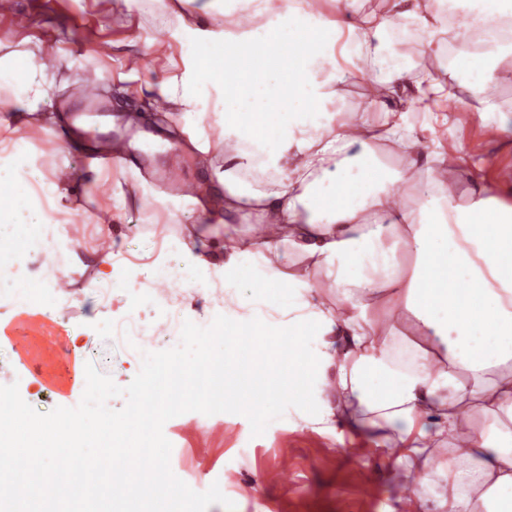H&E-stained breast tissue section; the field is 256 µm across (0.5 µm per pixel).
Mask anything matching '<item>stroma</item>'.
Returning <instances> with one entry per match:
<instances>
[{"mask_svg": "<svg viewBox=\"0 0 512 512\" xmlns=\"http://www.w3.org/2000/svg\"><path fill=\"white\" fill-rule=\"evenodd\" d=\"M11 2L27 14L28 25L16 28L10 16L0 14V46L9 52L40 41L48 57L64 60L58 77L66 86L55 90V101L72 113L82 112L67 85L90 66L103 76L109 114L144 111L138 90L168 69L173 53L172 33L159 17L129 15L123 0ZM153 43L162 45V53L150 51ZM469 98L466 80H459L457 89L439 102L438 112L448 121L434 124L429 142L433 149L460 150L458 191L464 198L476 180L512 172V138L490 137L477 115L461 109ZM174 231L162 202L152 198L137 203L126 223L113 227L133 251L146 236L159 240ZM74 289L54 320L34 322L27 330L24 356L10 358L13 380L38 394L35 408L41 413L58 407L57 390L68 380L63 369L68 331L86 332L93 349L106 356L96 369L122 385L130 364L163 346L165 329L181 328L179 310L160 322L143 313L131 318L119 312L110 291L95 283L91 273L76 275ZM164 434L172 444V469L188 482L223 485L236 512H404L391 481L395 455L356 433L340 438L334 431L315 432L281 417L255 436L244 416L208 418L188 412L167 421Z\"/></svg>", "mask_w": 512, "mask_h": 512, "instance_id": "obj_1", "label": "stroma"}]
</instances>
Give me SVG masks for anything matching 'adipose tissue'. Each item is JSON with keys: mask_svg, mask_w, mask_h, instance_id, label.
Returning <instances> with one entry per match:
<instances>
[{"mask_svg": "<svg viewBox=\"0 0 512 512\" xmlns=\"http://www.w3.org/2000/svg\"><path fill=\"white\" fill-rule=\"evenodd\" d=\"M331 2L324 15L312 0H124L176 16L180 65L159 83L153 121L176 160H191L209 178L172 197L173 236L132 252L102 227L90 263L75 256L68 269L94 268L131 311L150 296L178 300L186 325L172 345L182 353L208 350L216 320L229 338L291 339L306 329L308 343L277 361L265 419L334 422L401 449L402 471L418 482L415 512H476L479 501L486 512H512V375L489 372L512 359V205L500 200L512 182L481 185L459 202L458 154L429 149L425 129L410 121L443 81L414 82L392 50L414 39L444 58L451 36L477 31L512 54V30L501 24L512 0H439L435 10L425 0H388L380 15L362 12L359 0ZM220 15L234 17L235 30L217 24ZM259 17L260 32L251 27ZM340 52L381 71L374 102L398 103L382 124L335 111ZM23 57L20 68L0 57V197L11 200L12 218L38 225L39 245L67 244L62 229L74 221L76 191L58 172L83 141L76 132L61 141L47 173L30 155L26 132H54L64 117L53 107L55 76L43 48ZM455 65L471 82V110L495 112L489 133L512 134V112L491 110L485 95L493 59L464 55ZM278 97L287 111H271ZM380 141L396 145L405 166L373 157ZM110 162L122 169L127 159L90 158L82 191L121 224L149 182L135 172L124 187L106 174ZM420 182L427 189L418 206L402 205L400 186ZM185 210L193 223H180ZM402 249L414 256L405 268L396 261ZM326 280L336 305L324 298ZM200 297L201 318L192 309ZM460 368L470 383L457 378ZM347 398L356 409L346 415ZM477 404L491 425L462 433ZM444 437L464 438L465 463L450 473L447 494L434 495L428 449Z\"/></svg>", "mask_w": 512, "mask_h": 512, "instance_id": "adipose-tissue-1", "label": "adipose tissue"}]
</instances>
